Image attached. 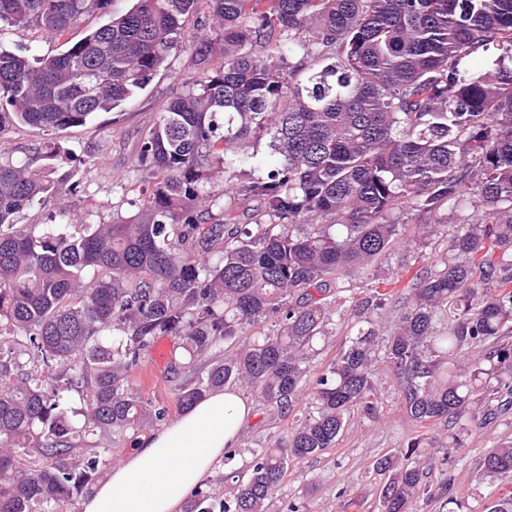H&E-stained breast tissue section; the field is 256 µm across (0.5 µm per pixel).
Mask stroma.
I'll list each match as a JSON object with an SVG mask.
<instances>
[{
    "instance_id": "1",
    "label": "stroma",
    "mask_w": 512,
    "mask_h": 512,
    "mask_svg": "<svg viewBox=\"0 0 512 512\" xmlns=\"http://www.w3.org/2000/svg\"><path fill=\"white\" fill-rule=\"evenodd\" d=\"M131 6L132 0H111L107 11L83 14L63 40L39 38L32 31L11 28L0 35V43L31 57L54 56L64 51L66 41L79 40L88 30L105 22L108 15L124 13ZM190 71V49L173 51L165 68L153 75L126 106L98 113L87 125L60 135V143L76 153L71 167L81 186L77 193L63 191L45 205L24 210L22 223L43 224L52 215L62 213L75 224H100L111 221L113 214L128 213L131 199L137 196L139 174L133 166L137 139L172 98L184 91V80ZM443 256V245L435 241H400L368 268L350 271L342 284L357 292L375 286L385 290L386 314L392 318L417 279L434 268ZM178 350L177 337H158L129 374L142 398L168 407L173 419L180 411L170 365ZM376 379L380 387L377 418L355 414L346 423L335 447L301 464L290 465L273 512H286L288 503L293 501L307 506L309 512H378L385 479L374 470L376 459L406 447L416 437L423 438L421 452L431 461L426 483L435 486L451 480L455 501L448 505L443 499L422 496L414 500L409 512H488L502 492L512 489V484L506 482L481 479L477 468L483 451L512 441V409L497 419L469 425L464 447L452 448L443 424L430 422L418 426L409 419L399 399L398 380L389 366H381ZM295 420V414H280L255 405L251 420L240 433L235 467L247 466L250 449L287 435Z\"/></svg>"
}]
</instances>
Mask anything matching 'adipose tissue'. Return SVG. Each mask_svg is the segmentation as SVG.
<instances>
[{
    "mask_svg": "<svg viewBox=\"0 0 512 512\" xmlns=\"http://www.w3.org/2000/svg\"><path fill=\"white\" fill-rule=\"evenodd\" d=\"M253 407L215 390L159 431L139 437L123 463L93 486L80 512H181L189 494L235 447Z\"/></svg>",
    "mask_w": 512,
    "mask_h": 512,
    "instance_id": "adipose-tissue-1",
    "label": "adipose tissue"
}]
</instances>
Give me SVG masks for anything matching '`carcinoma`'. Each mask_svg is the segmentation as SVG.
I'll return each instance as SVG.
<instances>
[{"label": "carcinoma", "instance_id": "carcinoma-1", "mask_svg": "<svg viewBox=\"0 0 512 512\" xmlns=\"http://www.w3.org/2000/svg\"><path fill=\"white\" fill-rule=\"evenodd\" d=\"M109 3L0 0V24L59 39ZM190 14L215 36L192 40L187 89L140 135L136 213L77 232L18 224L78 188L59 173L72 156L0 157V512H63L106 465L96 438L166 420L129 380L158 336L181 339L182 410L227 387L286 414L312 384L247 469L225 451L233 494L200 487L185 512H270L289 463L335 447L351 413L376 416L382 361L408 417L445 423L450 448L512 402V0H133L57 55L0 49V137L121 108ZM466 190L481 214L379 335L386 294L359 298L342 276L401 239V212L437 235ZM335 315L355 326L313 377ZM420 444L375 461L379 512L430 494ZM478 467L512 477V441Z\"/></svg>", "mask_w": 512, "mask_h": 512}]
</instances>
